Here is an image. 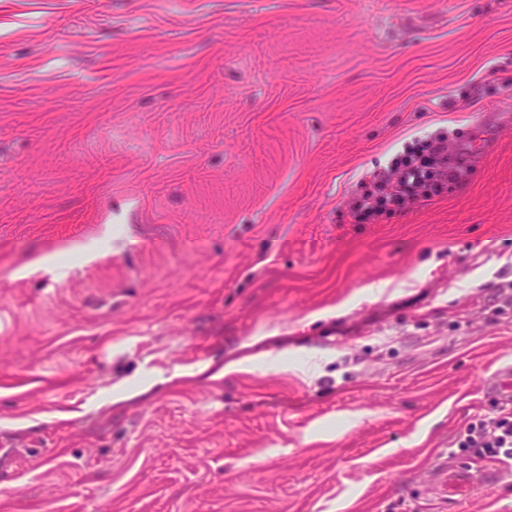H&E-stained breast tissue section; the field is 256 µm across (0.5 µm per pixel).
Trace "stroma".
Returning <instances> with one entry per match:
<instances>
[{
	"label": "stroma",
	"mask_w": 512,
	"mask_h": 512,
	"mask_svg": "<svg viewBox=\"0 0 512 512\" xmlns=\"http://www.w3.org/2000/svg\"><path fill=\"white\" fill-rule=\"evenodd\" d=\"M510 287L512 0H0V512H512L429 483ZM471 171L466 150L449 153L446 136L427 139L375 175L371 188L352 201L349 215L355 224L380 223L464 184Z\"/></svg>",
	"instance_id": "1"
}]
</instances>
